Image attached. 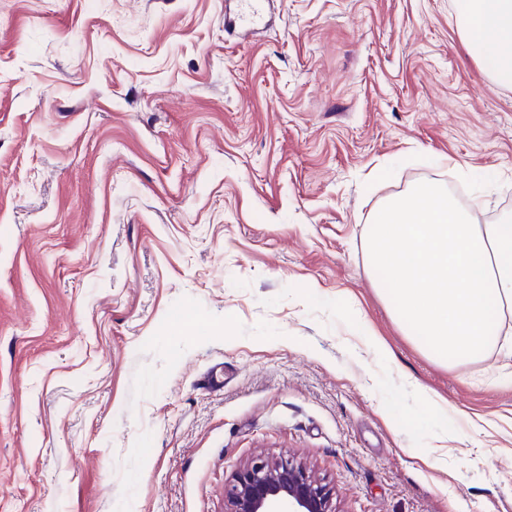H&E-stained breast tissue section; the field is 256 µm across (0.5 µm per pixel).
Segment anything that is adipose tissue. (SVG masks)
<instances>
[{
	"label": "adipose tissue",
	"mask_w": 512,
	"mask_h": 512,
	"mask_svg": "<svg viewBox=\"0 0 512 512\" xmlns=\"http://www.w3.org/2000/svg\"><path fill=\"white\" fill-rule=\"evenodd\" d=\"M463 36L485 74L512 88V0H458Z\"/></svg>",
	"instance_id": "adipose-tissue-1"
}]
</instances>
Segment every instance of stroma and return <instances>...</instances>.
<instances>
[{
    "label": "stroma",
    "mask_w": 512,
    "mask_h": 512,
    "mask_svg": "<svg viewBox=\"0 0 512 512\" xmlns=\"http://www.w3.org/2000/svg\"><path fill=\"white\" fill-rule=\"evenodd\" d=\"M0 0V512H224L291 454L339 512H512L497 353L376 294L371 216H512V88L454 0ZM447 413H439V406Z\"/></svg>",
    "instance_id": "obj_1"
}]
</instances>
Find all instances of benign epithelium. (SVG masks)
<instances>
[{"mask_svg":"<svg viewBox=\"0 0 512 512\" xmlns=\"http://www.w3.org/2000/svg\"><path fill=\"white\" fill-rule=\"evenodd\" d=\"M333 496L288 455L255 456L224 485L225 512H336Z\"/></svg>","mask_w":512,"mask_h":512,"instance_id":"1","label":"benign epithelium"}]
</instances>
